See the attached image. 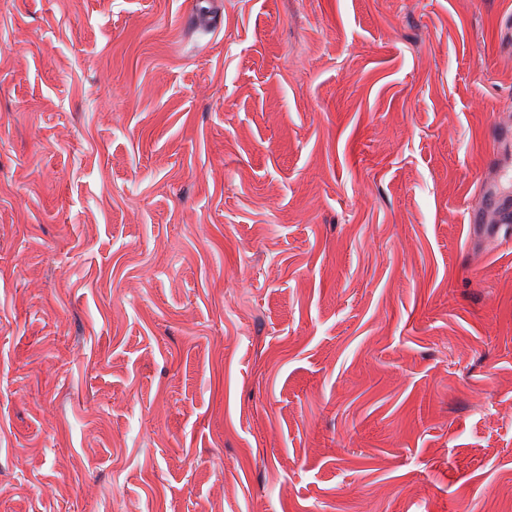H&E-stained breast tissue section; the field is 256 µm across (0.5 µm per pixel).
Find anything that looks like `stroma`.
Here are the masks:
<instances>
[{"instance_id":"35a3bbf8","label":"stroma","mask_w":512,"mask_h":512,"mask_svg":"<svg viewBox=\"0 0 512 512\" xmlns=\"http://www.w3.org/2000/svg\"><path fill=\"white\" fill-rule=\"evenodd\" d=\"M0 0V512H512V0ZM508 167L505 165L500 175L481 187V198L489 201L486 209L474 208L469 212L468 221L472 224H500L505 217H512V191L507 179ZM494 213L493 215H489Z\"/></svg>"}]
</instances>
